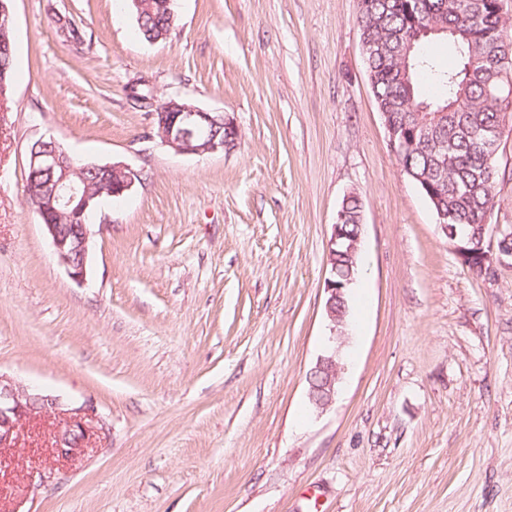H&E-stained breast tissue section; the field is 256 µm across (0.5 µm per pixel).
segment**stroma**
<instances>
[{"label": "stroma", "instance_id": "1", "mask_svg": "<svg viewBox=\"0 0 512 512\" xmlns=\"http://www.w3.org/2000/svg\"><path fill=\"white\" fill-rule=\"evenodd\" d=\"M0 108V372L92 403L85 454L57 416L0 451V512H512V258L480 275L448 246L377 111L357 0H176L164 41L121 0H11ZM92 35L75 52L53 12ZM148 76L233 119L230 150L175 154L126 88ZM54 139L138 178L102 207L70 280L27 202ZM492 227L512 228V133ZM363 203L361 269L333 404L327 243Z\"/></svg>", "mask_w": 512, "mask_h": 512}]
</instances>
